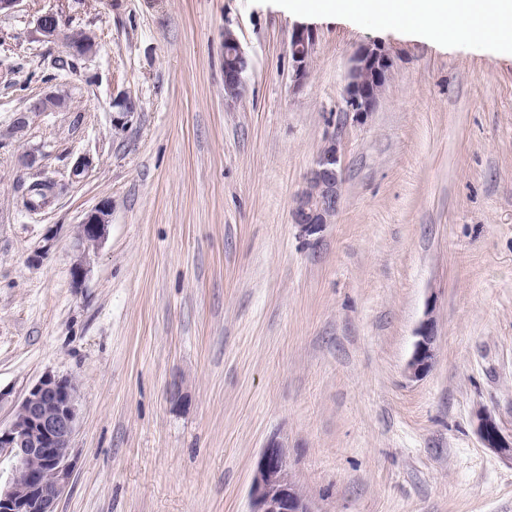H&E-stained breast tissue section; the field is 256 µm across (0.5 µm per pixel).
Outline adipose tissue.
<instances>
[{"instance_id":"obj_1","label":"adipose tissue","mask_w":512,"mask_h":512,"mask_svg":"<svg viewBox=\"0 0 512 512\" xmlns=\"http://www.w3.org/2000/svg\"><path fill=\"white\" fill-rule=\"evenodd\" d=\"M306 16L333 20L401 19L412 31L457 33V20L471 22L486 41L512 45V0H299Z\"/></svg>"}]
</instances>
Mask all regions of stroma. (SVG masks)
Listing matches in <instances>:
<instances>
[{
    "instance_id": "stroma-1",
    "label": "stroma",
    "mask_w": 512,
    "mask_h": 512,
    "mask_svg": "<svg viewBox=\"0 0 512 512\" xmlns=\"http://www.w3.org/2000/svg\"><path fill=\"white\" fill-rule=\"evenodd\" d=\"M49 10L94 31L97 55L55 71L65 49L37 29ZM303 24L280 0H21L0 15V425L44 373L77 381L58 512H247L273 436L316 512H512V463L471 422L480 407L512 431V51L324 20L298 88ZM228 29L250 59L232 104ZM372 43L394 68L371 117L344 127L340 210L310 245L294 197ZM49 90L68 109L14 131ZM120 92L141 110L117 136ZM25 151L32 178L65 186L38 214L17 203ZM83 154L96 167L69 183ZM103 199L107 236L76 289L77 227ZM429 305L436 360L411 380ZM315 45L316 35L308 28H297L292 32L289 51L297 87L302 86L308 78Z\"/></svg>"
}]
</instances>
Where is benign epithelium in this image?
I'll return each instance as SVG.
<instances>
[{
	"instance_id": "7a95c632",
	"label": "benign epithelium",
	"mask_w": 512,
	"mask_h": 512,
	"mask_svg": "<svg viewBox=\"0 0 512 512\" xmlns=\"http://www.w3.org/2000/svg\"><path fill=\"white\" fill-rule=\"evenodd\" d=\"M37 29L43 39L64 44L68 53L91 58L99 49L95 35L84 29L70 30L57 20L53 10L42 13ZM224 101L237 100L244 88L249 59L236 34L224 33ZM316 45V35L307 28L292 32L289 44L293 78L297 86L307 80ZM392 59L378 44L360 46L352 55L342 95L341 115L327 135L313 166L305 176L291 210V220L306 237L331 224L341 204L343 165L340 142L344 121L362 123L374 112L381 92L390 78ZM68 101L50 91L30 100L19 113L14 129L26 127L29 114L63 110ZM112 128L125 133L140 111L137 99L120 93L112 101ZM94 168L89 155L78 157L69 178L81 182ZM112 217V202L104 200L82 220L78 240L83 250L96 249L105 239ZM433 311L427 310L415 333L405 375L419 380L427 375L435 360ZM78 422V386L71 377L44 374L15 405L10 424L0 427V466L7 477L0 482V512H57V505L70 488L76 468L72 440ZM475 433L483 447L512 462V435L502 432L486 410L474 412ZM248 512H317L312 501L293 480L285 445L278 437L267 440L253 470Z\"/></svg>"
}]
</instances>
